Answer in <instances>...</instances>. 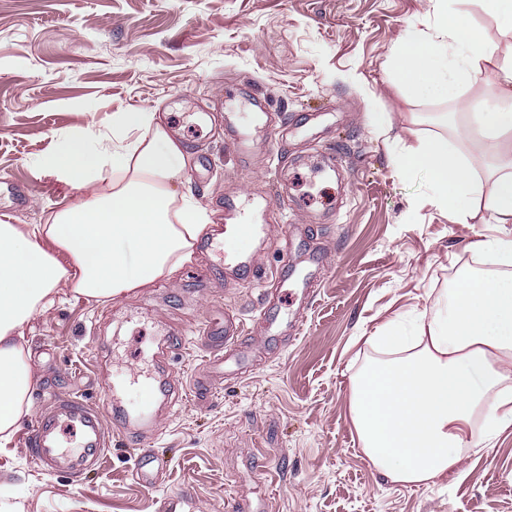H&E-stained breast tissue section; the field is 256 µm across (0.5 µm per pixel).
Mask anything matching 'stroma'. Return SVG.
Masks as SVG:
<instances>
[{
	"mask_svg": "<svg viewBox=\"0 0 512 512\" xmlns=\"http://www.w3.org/2000/svg\"><path fill=\"white\" fill-rule=\"evenodd\" d=\"M430 0H0V220L41 224L76 198L44 169L60 133L108 130L116 112L162 113L185 147V189L224 230V201H244L256 265L237 279L197 241L173 278L106 304L59 287L23 326L36 377L19 430L0 447V512H512V429L492 449L466 448L436 483L386 481L363 454L349 416L353 380L377 353L366 342L394 315L426 316L473 260L476 234L511 226L455 224L426 173L398 157L431 136L445 99L414 97L392 49L432 25ZM288 124L240 154L225 122L254 134L266 112ZM288 203L278 223L266 206ZM312 273L299 329L267 340L266 285L278 310ZM234 314L255 348L246 374L209 397L159 409L145 443L166 463L155 485L132 473L137 444L110 428L111 450L79 478L31 460L26 433L45 388L97 402L123 393L119 369L155 373L168 330L185 349L171 369L207 377L197 330Z\"/></svg>",
	"mask_w": 512,
	"mask_h": 512,
	"instance_id": "obj_1",
	"label": "stroma"
}]
</instances>
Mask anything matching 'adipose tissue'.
Returning <instances> with one entry per match:
<instances>
[{
  "label": "adipose tissue",
  "mask_w": 512,
  "mask_h": 512,
  "mask_svg": "<svg viewBox=\"0 0 512 512\" xmlns=\"http://www.w3.org/2000/svg\"><path fill=\"white\" fill-rule=\"evenodd\" d=\"M432 33L397 43L398 77L424 98L453 99L435 113L446 127L469 125L457 89L473 65H493L495 100L466 149L426 139L398 160L426 171L450 221L488 216L512 224V59L497 61L482 34L432 0ZM460 60L449 64L448 49ZM185 151L152 112H118L107 133L61 135L42 159L77 201L44 224L0 221V444L19 429L34 385L23 326L51 305L59 284L106 303L171 277L194 256L210 217L182 191ZM491 191H484V183ZM487 271H462L430 322L388 319L367 342L379 354L355 377L349 416L377 472L428 484L455 471L462 449L490 447L512 429V238L471 242Z\"/></svg>",
  "instance_id": "adipose-tissue-1"
}]
</instances>
